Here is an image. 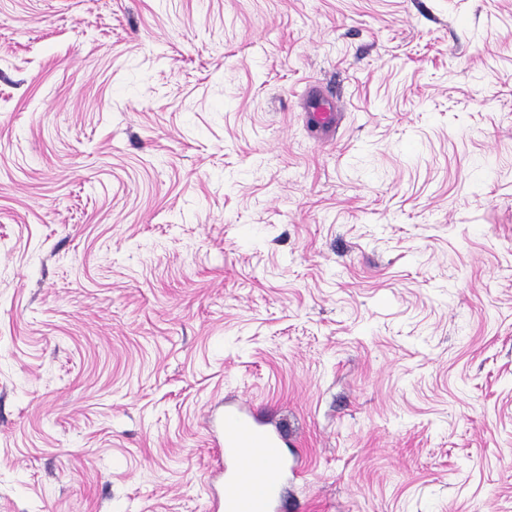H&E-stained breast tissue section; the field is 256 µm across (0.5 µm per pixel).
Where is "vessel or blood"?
<instances>
[{"instance_id": "1", "label": "vessel or blood", "mask_w": 512, "mask_h": 512, "mask_svg": "<svg viewBox=\"0 0 512 512\" xmlns=\"http://www.w3.org/2000/svg\"><path fill=\"white\" fill-rule=\"evenodd\" d=\"M284 442L283 430L269 428L247 403L225 409L214 468L223 492L213 497V512H277Z\"/></svg>"}]
</instances>
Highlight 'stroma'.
I'll use <instances>...</instances> for the list:
<instances>
[{
  "label": "stroma",
  "mask_w": 512,
  "mask_h": 512,
  "mask_svg": "<svg viewBox=\"0 0 512 512\" xmlns=\"http://www.w3.org/2000/svg\"><path fill=\"white\" fill-rule=\"evenodd\" d=\"M240 400L281 512H512V0H0V512H211Z\"/></svg>",
  "instance_id": "stroma-1"
}]
</instances>
